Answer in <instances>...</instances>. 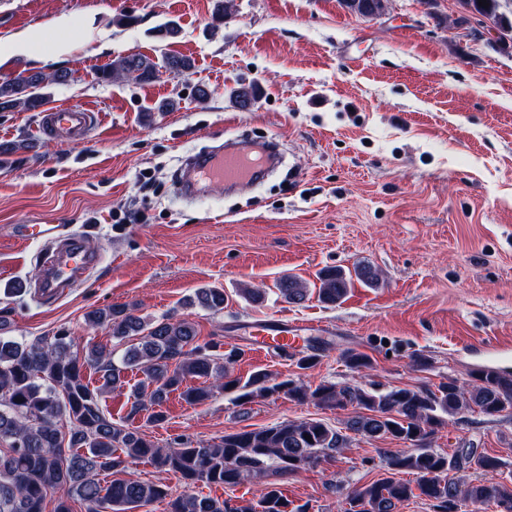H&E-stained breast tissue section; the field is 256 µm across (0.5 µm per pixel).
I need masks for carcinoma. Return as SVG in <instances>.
<instances>
[{
  "label": "carcinoma",
  "instance_id": "obj_1",
  "mask_svg": "<svg viewBox=\"0 0 512 512\" xmlns=\"http://www.w3.org/2000/svg\"><path fill=\"white\" fill-rule=\"evenodd\" d=\"M349 11L364 18H377L388 8V0H340ZM460 0V4L493 21L498 31L512 41V23L499 20L498 0ZM194 61L184 55L165 56V71L173 76L189 73ZM136 74L138 84L158 79L157 64L142 54L112 60L100 72L104 81H124ZM71 72L52 74L22 70L0 78V112L34 111L45 104L44 89L66 85ZM375 286L377 272L362 266L348 274L341 268L319 273L318 299L327 305L343 300L352 280ZM278 295L289 304L307 300L308 287L297 276L286 274L276 282ZM226 295L218 287L198 288L190 303L213 314L224 310ZM91 327L108 330L121 343L138 337L121 362L113 351L91 346L72 350L73 339L55 336L45 343H27L0 335V440L9 442L0 453V512H45L49 495L57 494L54 512H70L69 502L78 498L86 512H135L158 501H167L168 512H306L291 506L281 488L271 484L258 499L246 505L232 500L183 494L172 497L162 482L115 478L103 484L98 476L107 471L121 473L131 465L147 461L160 472L180 475L188 485L235 487L257 479L269 469L287 477L306 467L333 458L346 447L350 435L366 440L390 437L404 448L384 449L388 476L369 484L336 485L339 497L349 505L345 512H395L397 505L414 498L432 503L436 512H459L461 503L488 506L495 512H512V478L499 477V458L482 449L458 448L454 456L434 451L430 439L459 416L479 412L496 417L512 411V374L485 368L475 372V381L462 385L448 379L436 388L394 387L381 390L358 385L321 381L310 386L303 381L322 357V344L309 345L295 360L298 378L275 376L257 370L242 379L233 366L244 351L212 337L199 342L195 323L177 311L157 318L137 315L130 304H113L86 315ZM345 365L360 372L371 366L369 355L353 350L342 353ZM137 369L142 379L132 390L131 414L153 407L152 423L164 419L156 410L171 393L189 404L203 403L221 390L233 395L238 405L257 398L286 397L321 409H356L341 431L320 419L283 420L252 430L229 432L217 443L192 446L184 441L162 448L137 430L112 424L100 408V397L108 389L126 384L125 372ZM100 374L101 384L90 386L86 371ZM311 440H306L305 436ZM473 469L482 478L467 481L451 477L450 470ZM414 480L398 478L400 473Z\"/></svg>",
  "mask_w": 512,
  "mask_h": 512
}]
</instances>
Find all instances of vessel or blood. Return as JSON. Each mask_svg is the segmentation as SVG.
I'll return each mask as SVG.
<instances>
[{"label":"vessel or blood","instance_id":"b4317fda","mask_svg":"<svg viewBox=\"0 0 512 512\" xmlns=\"http://www.w3.org/2000/svg\"><path fill=\"white\" fill-rule=\"evenodd\" d=\"M94 120L93 112L85 108L49 106L41 114L40 131L49 138H81L92 129ZM270 165L271 155L267 151L230 142L224 149L194 157L184 174L183 189L187 194L202 196L216 185L248 184L256 181ZM94 262V255L86 249L81 237L69 238L66 256L53 263L44 278V295H61L78 283ZM311 328V323L304 321H271L254 328V347L260 351L276 341L292 345L302 332Z\"/></svg>","mask_w":512,"mask_h":512}]
</instances>
